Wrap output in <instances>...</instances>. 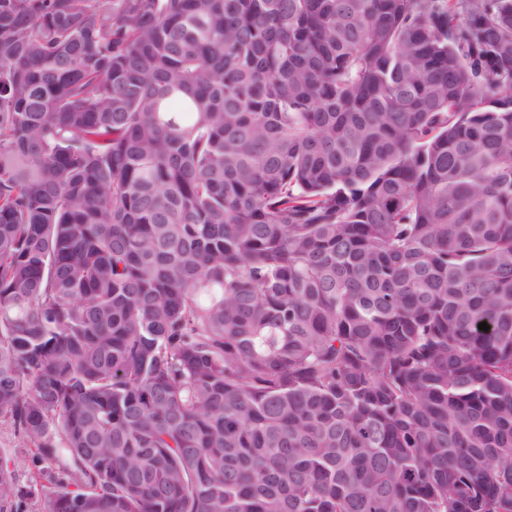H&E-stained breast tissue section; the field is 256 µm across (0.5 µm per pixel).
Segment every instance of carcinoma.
I'll return each mask as SVG.
<instances>
[{
	"label": "carcinoma",
	"mask_w": 512,
	"mask_h": 512,
	"mask_svg": "<svg viewBox=\"0 0 512 512\" xmlns=\"http://www.w3.org/2000/svg\"><path fill=\"white\" fill-rule=\"evenodd\" d=\"M0 418V512H512V0H0ZM22 441L10 422L0 419V453L10 456L24 455L25 448Z\"/></svg>",
	"instance_id": "cac0c4a2"
}]
</instances>
